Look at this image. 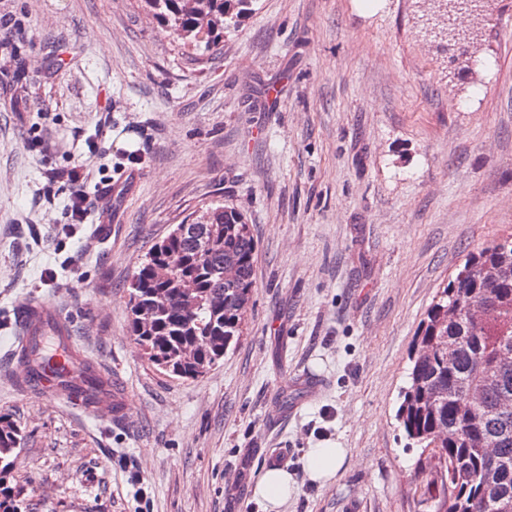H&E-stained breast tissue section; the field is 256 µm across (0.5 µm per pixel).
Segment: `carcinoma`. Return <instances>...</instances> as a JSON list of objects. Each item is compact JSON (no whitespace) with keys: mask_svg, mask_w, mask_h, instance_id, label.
I'll list each match as a JSON object with an SVG mask.
<instances>
[{"mask_svg":"<svg viewBox=\"0 0 512 512\" xmlns=\"http://www.w3.org/2000/svg\"><path fill=\"white\" fill-rule=\"evenodd\" d=\"M153 17L170 27L182 46L210 49L252 11L255 0H208L207 24H201L188 0H144ZM205 224L173 228L141 259L129 284V334L147 360L180 379H194L224 357L242 333L241 323L254 290L255 241L250 225L235 208L213 203L205 208ZM512 261V236L467 255L476 267ZM170 262L176 274L194 279L197 293L188 301L153 277V265ZM235 267L234 278L224 279V265ZM152 298L162 310L157 321L140 323L137 307ZM472 299L492 301L479 324L462 316L448 319V305ZM455 346L441 348L443 337ZM192 346L196 358L183 359ZM512 351V274L497 281L474 275L465 287L451 279L421 321L410 353L407 386L401 392L398 421L408 444L419 448L430 435L448 430L440 456L447 466L421 468L426 486L438 492L420 500L422 512H512V410L499 403L512 397V361L500 360ZM471 385L483 388L478 404L465 401ZM439 387L440 405L433 407L425 391ZM496 449L497 462L489 467L481 444ZM20 445V429L0 417V475L13 466Z\"/></svg>","mask_w":512,"mask_h":512,"instance_id":"1","label":"carcinoma"}]
</instances>
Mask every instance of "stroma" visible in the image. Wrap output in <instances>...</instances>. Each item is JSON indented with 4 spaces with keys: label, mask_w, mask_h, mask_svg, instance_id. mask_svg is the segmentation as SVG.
<instances>
[{
    "label": "stroma",
    "mask_w": 512,
    "mask_h": 512,
    "mask_svg": "<svg viewBox=\"0 0 512 512\" xmlns=\"http://www.w3.org/2000/svg\"><path fill=\"white\" fill-rule=\"evenodd\" d=\"M1 17L0 415L22 432L21 512H264L270 448L300 488L282 512H420L396 417L414 338L466 255L512 236V0H484L475 48L431 33L435 0H257L196 60L143 0H0ZM75 158L92 195L141 175L107 238L68 216L53 174ZM218 201L251 226L255 290L239 342L183 380L130 338L128 283ZM32 297L120 374L127 424L19 386ZM301 374L322 387L290 414ZM323 447L346 459L318 486L304 460Z\"/></svg>",
    "instance_id": "1"
}]
</instances>
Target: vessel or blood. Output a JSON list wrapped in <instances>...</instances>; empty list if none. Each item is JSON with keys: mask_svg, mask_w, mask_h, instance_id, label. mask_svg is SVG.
Wrapping results in <instances>:
<instances>
[{"mask_svg": "<svg viewBox=\"0 0 512 512\" xmlns=\"http://www.w3.org/2000/svg\"><path fill=\"white\" fill-rule=\"evenodd\" d=\"M117 191L109 189L97 195L96 213L100 220L95 227L97 237H104L110 229L116 210ZM25 326V341L14 353L13 363L21 376L24 387L36 389L41 394L81 406L91 414L113 421H124L129 416V406L120 389H113L107 396H92L82 383V361L72 360L68 351L73 337L68 321L52 303L31 299L20 311ZM57 337L63 349L57 350L54 366L32 360L29 346L43 343L45 338Z\"/></svg>", "mask_w": 512, "mask_h": 512, "instance_id": "vessel-or-blood-1", "label": "vessel or blood"}]
</instances>
